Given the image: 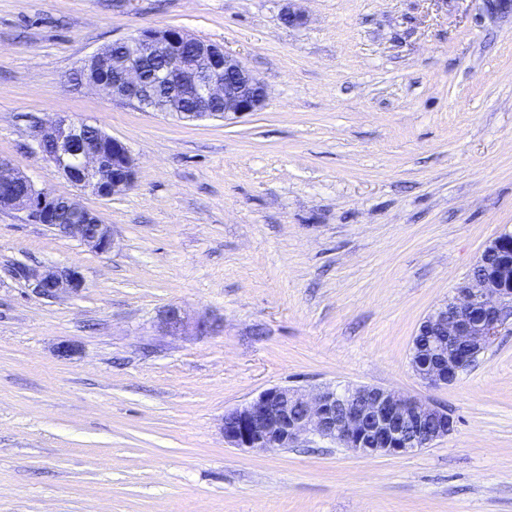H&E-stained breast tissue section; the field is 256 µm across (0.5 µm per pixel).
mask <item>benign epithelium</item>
I'll return each mask as SVG.
<instances>
[{
  "instance_id": "obj_1",
  "label": "benign epithelium",
  "mask_w": 512,
  "mask_h": 512,
  "mask_svg": "<svg viewBox=\"0 0 512 512\" xmlns=\"http://www.w3.org/2000/svg\"><path fill=\"white\" fill-rule=\"evenodd\" d=\"M152 58L175 65L181 83L194 91L195 112L183 111V102L176 96L164 100L166 113L184 121L211 117L210 105L217 101L224 102L223 119L240 118L260 110L267 97L264 83L222 45L176 29H147L113 42L112 53L100 51L87 59L94 75L84 83L114 100L150 111L155 83L148 77L145 62ZM25 121L38 152L75 187L111 198L133 186L136 159L122 141L101 129L94 133L88 123L65 115L51 121L36 117ZM0 209L21 210L32 223L45 224L99 254L115 247L112 225L76 196L37 188L6 160L0 161ZM62 213L69 223H58ZM488 256L492 257L488 271L469 278L419 326L421 334L433 340L428 358L411 365L429 387L454 384L471 358L512 327V234L495 238L482 253ZM16 274L46 298L77 293L84 287L75 267L39 271L23 266ZM159 325L171 336L190 329L200 334L218 329L212 321L191 320L175 304L163 310ZM454 430L455 420L447 409L371 385L273 386L226 411L222 423L224 441L234 448H294L319 439L364 458L407 455L430 447Z\"/></svg>"
}]
</instances>
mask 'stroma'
Listing matches in <instances>:
<instances>
[{"instance_id":"stroma-1","label":"stroma","mask_w":512,"mask_h":512,"mask_svg":"<svg viewBox=\"0 0 512 512\" xmlns=\"http://www.w3.org/2000/svg\"><path fill=\"white\" fill-rule=\"evenodd\" d=\"M289 5L304 23H283ZM147 28L222 44L265 83L261 111L188 124L77 81ZM26 114L100 125L137 171L120 195H79L114 228L108 254L0 210V512H512V333L446 387L410 365L427 314L512 232V10L0 0V160L69 191ZM19 265L75 266L85 286L41 298ZM172 304L220 332L166 335ZM329 383L436 403L457 426L374 459L225 445V410Z\"/></svg>"}]
</instances>
